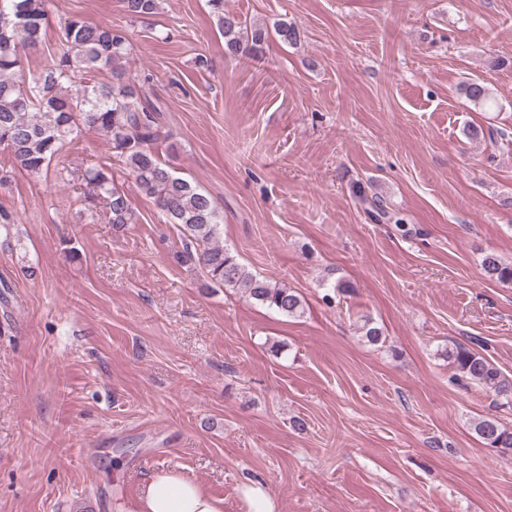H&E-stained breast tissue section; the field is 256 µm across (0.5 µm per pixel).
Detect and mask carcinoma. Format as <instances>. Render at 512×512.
I'll return each mask as SVG.
<instances>
[{
	"instance_id": "obj_1",
	"label": "carcinoma",
	"mask_w": 512,
	"mask_h": 512,
	"mask_svg": "<svg viewBox=\"0 0 512 512\" xmlns=\"http://www.w3.org/2000/svg\"><path fill=\"white\" fill-rule=\"evenodd\" d=\"M48 2L0 0V148L11 154L15 167L39 174L85 129L103 133L109 154L134 178L138 191L154 202L167 223L179 226L184 244L175 255L178 263L199 267L210 285L240 289L257 304L288 318L302 316L300 294L250 273L224 247L220 213L211 198L161 161V107L145 84L127 72L130 42L123 30L71 16L61 27L59 48L51 62L41 71L25 75L20 52L41 42ZM208 6L217 16L225 55L234 59L255 56L269 37L268 29L249 25L239 15L225 11L224 0H208ZM123 8L132 19H146L158 13L160 0H123ZM274 32L289 44L300 37L298 29L285 22L277 23ZM102 71L109 73L107 81L87 80ZM463 94L483 109L497 106L488 87L478 79L464 83ZM83 179L84 210L90 216L103 211L119 229L138 223L112 166H92ZM355 196L372 220L405 227V219L389 211L380 197H369L360 187ZM482 267L490 280L512 284V263L497 254H486ZM361 330L367 342H383L382 331L371 318L364 317ZM447 358L459 380L512 401V376L479 350L458 344L448 351ZM473 429L487 448L501 455L512 454V428L494 417H483L475 420Z\"/></svg>"
}]
</instances>
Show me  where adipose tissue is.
<instances>
[{"label": "adipose tissue", "instance_id": "1", "mask_svg": "<svg viewBox=\"0 0 512 512\" xmlns=\"http://www.w3.org/2000/svg\"><path fill=\"white\" fill-rule=\"evenodd\" d=\"M124 512H223L222 502L177 470L160 471Z\"/></svg>", "mask_w": 512, "mask_h": 512}]
</instances>
